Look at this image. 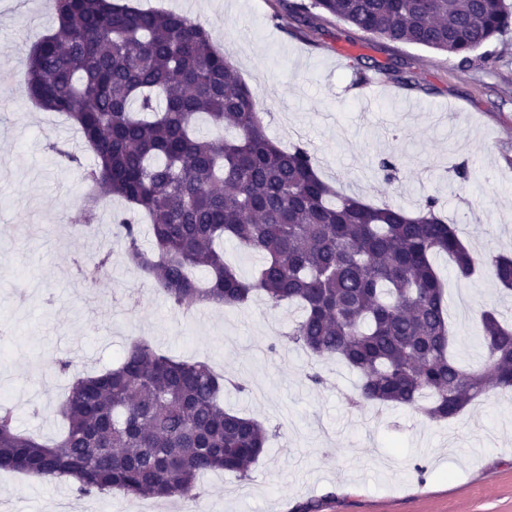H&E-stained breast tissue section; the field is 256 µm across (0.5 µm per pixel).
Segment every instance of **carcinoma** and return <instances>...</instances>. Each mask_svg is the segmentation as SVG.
Listing matches in <instances>:
<instances>
[{"label":"carcinoma","mask_w":512,"mask_h":512,"mask_svg":"<svg viewBox=\"0 0 512 512\" xmlns=\"http://www.w3.org/2000/svg\"><path fill=\"white\" fill-rule=\"evenodd\" d=\"M56 30L31 49L29 97L64 117L94 154V196L130 205L113 215L130 264L187 315L203 304L241 307L255 294L296 305L288 341L336 357L361 376L351 403L399 404L431 421L462 413L492 386L512 390V326L483 315L486 359L450 353L447 305L433 258L468 277L476 258L426 197L417 216L343 194L316 173L304 144L282 149L262 104L212 35L185 15L133 0H52ZM302 24L330 15L390 42L471 61L512 28L506 0H296ZM205 118L235 136H202ZM262 257L250 281L224 263L220 242ZM512 291V258L484 259ZM205 272V278L195 276ZM228 380L204 360H182L133 341L116 367L76 376L61 403L68 427L44 444L0 409V469L74 478L83 497L203 496L200 473L240 478L265 452L261 423L224 409Z\"/></svg>","instance_id":"1"}]
</instances>
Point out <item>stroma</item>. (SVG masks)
Masks as SVG:
<instances>
[{
	"mask_svg": "<svg viewBox=\"0 0 512 512\" xmlns=\"http://www.w3.org/2000/svg\"><path fill=\"white\" fill-rule=\"evenodd\" d=\"M183 13L211 30L239 78L263 103L267 135L307 145L320 177L373 205L415 210L436 197L476 258L512 256V30L477 50L470 63L409 43L366 35L333 19L298 27L291 0H143ZM17 0H0V62H25L56 27L50 0H26L34 24L13 25ZM370 68L356 83L353 58ZM412 72L410 90L387 67ZM0 387L10 389L19 431L52 443L65 430L59 414L71 374L115 365L127 346L148 339L180 358L209 359L244 392L224 405L263 422L273 438L249 480L200 476L204 512H512V392L488 388L454 418L432 422L415 410L354 408L359 383L339 361H321L289 344L300 311L269 309L261 297L243 308L176 312L129 266L111 233L115 198L92 200L83 178L92 155L61 118L28 97L23 79L0 88ZM61 144L79 164L52 151ZM398 173L385 180L377 163ZM465 166L459 178L456 166ZM94 205L93 228L77 225ZM109 262L95 283L79 265ZM434 265L448 294L452 353L468 368L484 362L481 315L512 322V295L485 267L462 276L446 256ZM72 362L61 374L57 362ZM319 371L324 385L306 375ZM138 512L121 493L77 497L68 481L0 471L8 512Z\"/></svg>",
	"mask_w": 512,
	"mask_h": 512,
	"instance_id": "obj_1",
	"label": "stroma"
}]
</instances>
